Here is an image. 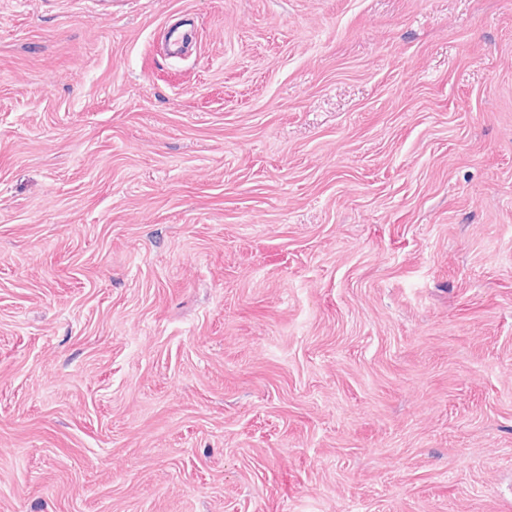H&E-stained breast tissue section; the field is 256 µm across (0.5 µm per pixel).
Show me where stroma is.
<instances>
[{
  "label": "stroma",
  "mask_w": 512,
  "mask_h": 512,
  "mask_svg": "<svg viewBox=\"0 0 512 512\" xmlns=\"http://www.w3.org/2000/svg\"><path fill=\"white\" fill-rule=\"evenodd\" d=\"M0 512H512V0H0Z\"/></svg>",
  "instance_id": "35a3bbf8"
}]
</instances>
